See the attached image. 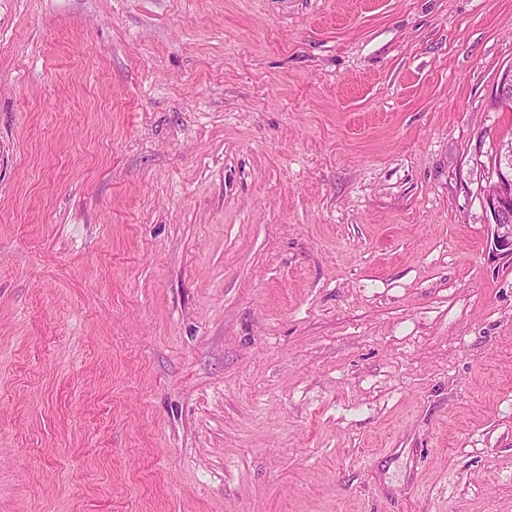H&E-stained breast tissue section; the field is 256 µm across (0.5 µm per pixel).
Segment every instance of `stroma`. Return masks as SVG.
Returning <instances> with one entry per match:
<instances>
[{
    "mask_svg": "<svg viewBox=\"0 0 512 512\" xmlns=\"http://www.w3.org/2000/svg\"><path fill=\"white\" fill-rule=\"evenodd\" d=\"M512 0H0V512H512ZM493 167L496 180L483 188V197L495 220V246L512 256V141L501 145ZM496 216L506 224H498Z\"/></svg>",
    "mask_w": 512,
    "mask_h": 512,
    "instance_id": "35a3bbf8",
    "label": "stroma"
}]
</instances>
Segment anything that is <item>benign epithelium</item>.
<instances>
[{
  "mask_svg": "<svg viewBox=\"0 0 512 512\" xmlns=\"http://www.w3.org/2000/svg\"><path fill=\"white\" fill-rule=\"evenodd\" d=\"M496 180L483 188V197L493 216L499 217L495 227V246L512 256V141L501 145L493 161Z\"/></svg>",
  "mask_w": 512,
  "mask_h": 512,
  "instance_id": "obj_1",
  "label": "benign epithelium"
}]
</instances>
